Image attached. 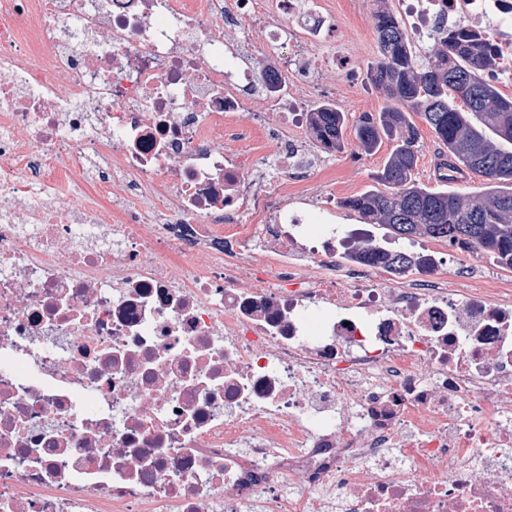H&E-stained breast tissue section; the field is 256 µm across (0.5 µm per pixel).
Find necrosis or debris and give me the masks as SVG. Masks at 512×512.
Wrapping results in <instances>:
<instances>
[{
	"mask_svg": "<svg viewBox=\"0 0 512 512\" xmlns=\"http://www.w3.org/2000/svg\"><path fill=\"white\" fill-rule=\"evenodd\" d=\"M265 6L0 0V512H512V291L364 265L251 177L268 111L353 70L277 0L254 78L224 27ZM406 12L512 60V0Z\"/></svg>",
	"mask_w": 512,
	"mask_h": 512,
	"instance_id": "necrosis-or-debris-1",
	"label": "necrosis or debris"
}]
</instances>
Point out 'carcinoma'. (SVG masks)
Segmentation results:
<instances>
[{
	"label": "carcinoma",
	"mask_w": 512,
	"mask_h": 512,
	"mask_svg": "<svg viewBox=\"0 0 512 512\" xmlns=\"http://www.w3.org/2000/svg\"><path fill=\"white\" fill-rule=\"evenodd\" d=\"M378 57L370 68L384 103L361 113L354 125L358 143L374 151L383 139L394 146L375 176L386 190L369 189L347 197L340 206L367 224H381L400 239L446 240L465 251H480L512 268V98L503 96L486 76L498 68L496 53L482 35L465 27L436 33L432 60L418 62L410 37L389 10L375 12ZM420 114L448 147L446 167L467 169L489 185L478 196L435 191L413 178L421 134L411 118ZM309 128L329 151L344 148L346 116L323 102L309 113ZM370 266L404 275L416 266L407 249L371 244L359 253Z\"/></svg>",
	"instance_id": "cac0c4a2"
}]
</instances>
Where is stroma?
I'll return each mask as SVG.
<instances>
[{"instance_id": "35a3bbf8", "label": "stroma", "mask_w": 512, "mask_h": 512, "mask_svg": "<svg viewBox=\"0 0 512 512\" xmlns=\"http://www.w3.org/2000/svg\"><path fill=\"white\" fill-rule=\"evenodd\" d=\"M322 2L335 20L336 32L326 41L312 43L309 50L320 56L336 50L343 51L350 58L355 75L346 77L339 69L327 72L319 87L310 92L309 100L314 105L323 101L333 103L339 111L344 112L347 121L352 122L361 113L379 110L383 104L382 92L370 77V66L378 56L373 20L377 0ZM276 20V14L270 12L266 14L264 24L244 31L229 27L224 30L226 42L232 43L246 37L254 44L255 50L248 56L254 73H261L280 61L279 54L266 51L262 45L266 25ZM419 129L420 152L414 176L425 187L441 189L443 184L435 175L434 167L445 147L427 124H420ZM288 137L319 156L317 164L299 182L286 180L283 172L271 163L270 158L276 152L277 145L266 140L264 134H257L251 140L242 142L240 149L248 155L250 168L265 171L272 183L287 184L290 207L304 212L324 209L330 223L339 228L363 229L368 239L379 244L391 241L390 230L378 224H363L357 214L339 205L341 198L375 187V176L382 169L390 151L389 143H382L377 151L364 152L358 145L353 129L349 128L344 132V150L329 153L312 138L308 127L289 128ZM410 248L415 252L426 249L448 254L450 260L446 272L449 279H456L469 270L473 273L472 284H480L488 278L505 287H512V268L502 267L488 256L465 252L450 246L448 242L429 238L414 239Z\"/></svg>"}]
</instances>
